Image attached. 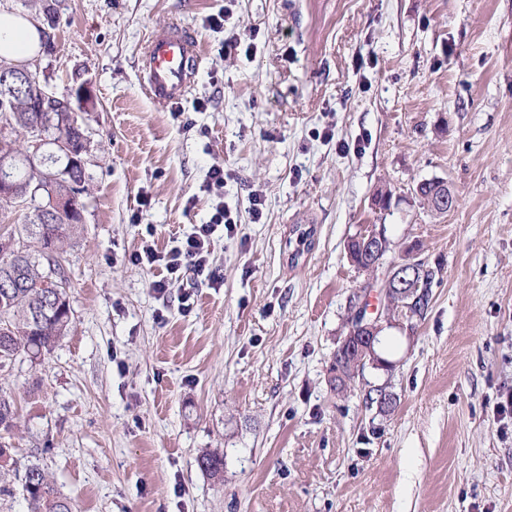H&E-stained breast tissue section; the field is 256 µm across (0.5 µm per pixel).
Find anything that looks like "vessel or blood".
<instances>
[{"mask_svg":"<svg viewBox=\"0 0 512 512\" xmlns=\"http://www.w3.org/2000/svg\"><path fill=\"white\" fill-rule=\"evenodd\" d=\"M197 37L179 26L151 32L143 47V90L155 103L174 107L187 95L198 66Z\"/></svg>","mask_w":512,"mask_h":512,"instance_id":"b4317fda","label":"vessel or blood"}]
</instances>
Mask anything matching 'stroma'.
I'll use <instances>...</instances> for the list:
<instances>
[{
    "instance_id": "obj_1",
    "label": "stroma",
    "mask_w": 512,
    "mask_h": 512,
    "mask_svg": "<svg viewBox=\"0 0 512 512\" xmlns=\"http://www.w3.org/2000/svg\"><path fill=\"white\" fill-rule=\"evenodd\" d=\"M221 10L223 32L205 29ZM172 22L201 61L165 108L141 48ZM54 34L25 65L57 95L87 87L91 150L70 332L0 375L18 464L74 512H512V0H59ZM216 165L238 222L213 235L224 283L156 293L165 269L130 256L208 221ZM433 178L457 198L447 213L415 194ZM300 224L314 237L295 261ZM371 224L440 272L413 334H381L392 371L340 392L365 278L347 244ZM381 384L387 413L364 402Z\"/></svg>"
}]
</instances>
